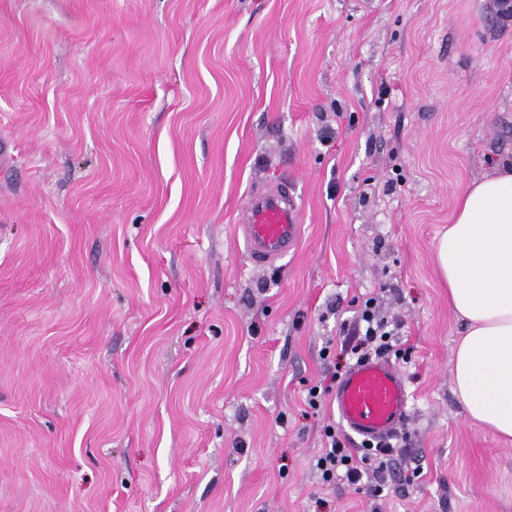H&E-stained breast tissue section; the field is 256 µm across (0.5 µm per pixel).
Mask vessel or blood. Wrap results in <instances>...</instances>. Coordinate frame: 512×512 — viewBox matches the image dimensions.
<instances>
[{
    "label": "vessel or blood",
    "mask_w": 512,
    "mask_h": 512,
    "mask_svg": "<svg viewBox=\"0 0 512 512\" xmlns=\"http://www.w3.org/2000/svg\"><path fill=\"white\" fill-rule=\"evenodd\" d=\"M241 223L254 264L263 266L282 258L297 244V211L285 192L251 195ZM334 401L344 430L365 442L390 440L410 412V393L403 376L382 357L351 367L337 384Z\"/></svg>",
    "instance_id": "obj_1"
}]
</instances>
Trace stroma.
Masks as SVG:
<instances>
[{
  "label": "stroma",
  "instance_id": "1",
  "mask_svg": "<svg viewBox=\"0 0 512 512\" xmlns=\"http://www.w3.org/2000/svg\"><path fill=\"white\" fill-rule=\"evenodd\" d=\"M511 166L512 0H0V512H512L435 261ZM371 297L412 393L374 499L304 403ZM250 260L266 264L292 251L298 238L297 211L288 192L269 191L249 197L241 216ZM324 436V446L312 460L314 473L322 484L336 485V482H342L360 490L365 485L364 474L366 477L367 474L356 461L351 449L347 448L344 438L331 426L324 429Z\"/></svg>",
  "mask_w": 512,
  "mask_h": 512
}]
</instances>
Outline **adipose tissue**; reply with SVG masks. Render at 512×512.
<instances>
[{
	"mask_svg": "<svg viewBox=\"0 0 512 512\" xmlns=\"http://www.w3.org/2000/svg\"><path fill=\"white\" fill-rule=\"evenodd\" d=\"M448 305L466 323L454 390L472 422L512 441V170L458 198L436 250Z\"/></svg>",
	"mask_w": 512,
	"mask_h": 512,
	"instance_id": "1",
	"label": "adipose tissue"
}]
</instances>
